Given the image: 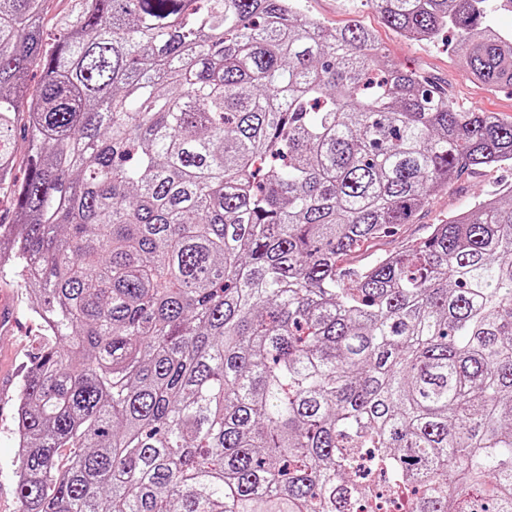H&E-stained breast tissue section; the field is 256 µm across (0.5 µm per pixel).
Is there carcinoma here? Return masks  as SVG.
<instances>
[{"label": "carcinoma", "mask_w": 512, "mask_h": 512, "mask_svg": "<svg viewBox=\"0 0 512 512\" xmlns=\"http://www.w3.org/2000/svg\"><path fill=\"white\" fill-rule=\"evenodd\" d=\"M46 2L0 0V270L47 332L19 512H512V190L340 265L512 163V121L298 0H70L52 39ZM370 2L512 85V0ZM512 186V166L485 167L472 170L454 181L448 190L432 197L411 224H401L387 237L366 244L356 253L345 257L342 266L352 270L372 263L385 253L401 250L410 240L422 237L428 224L466 209L474 201Z\"/></svg>", "instance_id": "cac0c4a2"}]
</instances>
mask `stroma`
Returning a JSON list of instances; mask_svg holds the SVG:
<instances>
[{
  "instance_id": "stroma-1",
  "label": "stroma",
  "mask_w": 512,
  "mask_h": 512,
  "mask_svg": "<svg viewBox=\"0 0 512 512\" xmlns=\"http://www.w3.org/2000/svg\"><path fill=\"white\" fill-rule=\"evenodd\" d=\"M302 12L331 27L358 21L370 29L395 61L421 73L448 93L462 108L493 112L512 120V86L488 89L471 77L463 56L456 49V39L441 36L433 42L410 41L386 25L368 0H301ZM512 186V166L479 168L454 181L448 190L432 197L413 223L400 225L387 237L366 244L345 257V269L372 263L379 256L396 252L410 240L422 237L428 225L466 209L474 201ZM0 292L16 305L18 327L0 329V377L9 381V400L0 409V512H18L14 471L18 466V448L13 437L14 413L21 381L29 366V357L45 340L38 319L31 316L30 295L22 279L6 271L0 273Z\"/></svg>"
}]
</instances>
